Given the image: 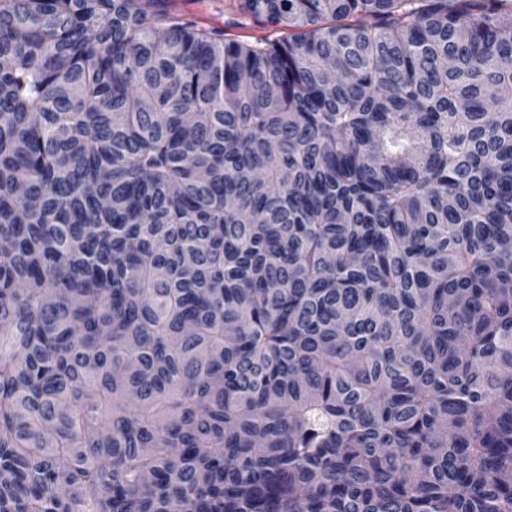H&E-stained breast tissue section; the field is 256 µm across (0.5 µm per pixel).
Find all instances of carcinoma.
I'll return each mask as SVG.
<instances>
[{"label": "carcinoma", "instance_id": "obj_1", "mask_svg": "<svg viewBox=\"0 0 512 512\" xmlns=\"http://www.w3.org/2000/svg\"><path fill=\"white\" fill-rule=\"evenodd\" d=\"M0 0V512H512V0ZM239 0H175L179 13L189 22L209 29H220L226 37L253 40L255 37L278 38L282 33L255 26L237 10ZM237 23L243 27H236Z\"/></svg>", "mask_w": 512, "mask_h": 512}]
</instances>
